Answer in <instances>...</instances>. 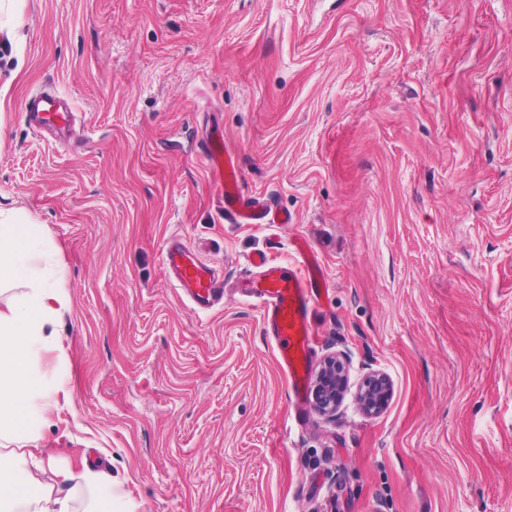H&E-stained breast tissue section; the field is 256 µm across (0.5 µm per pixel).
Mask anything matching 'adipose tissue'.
Masks as SVG:
<instances>
[{
    "instance_id": "adipose-tissue-1",
    "label": "adipose tissue",
    "mask_w": 512,
    "mask_h": 512,
    "mask_svg": "<svg viewBox=\"0 0 512 512\" xmlns=\"http://www.w3.org/2000/svg\"><path fill=\"white\" fill-rule=\"evenodd\" d=\"M56 254L38 225L0 210V512H135L103 494L105 472L88 462L73 470L38 445L71 403L66 373L39 369L61 353L54 326L71 306Z\"/></svg>"
}]
</instances>
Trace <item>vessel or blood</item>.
I'll return each instance as SVG.
<instances>
[{
	"label": "vessel or blood",
	"instance_id": "b4317fda",
	"mask_svg": "<svg viewBox=\"0 0 512 512\" xmlns=\"http://www.w3.org/2000/svg\"><path fill=\"white\" fill-rule=\"evenodd\" d=\"M25 112L34 130L46 126L68 133L75 130L74 106L60 92L35 94L26 102ZM203 150L225 220L270 227L291 224V216L272 197L246 191L237 154L225 144L223 132H206ZM293 249L296 259L292 262L264 252L249 256L254 273L237 280L233 291L259 309L263 334L273 342L278 364L288 378L290 398L296 410L302 411L310 400L311 316L327 290L328 276L323 261L305 238H297ZM161 264L168 280L187 296L195 310L208 311L223 305V273L202 262L181 235L165 239Z\"/></svg>",
	"mask_w": 512,
	"mask_h": 512
}]
</instances>
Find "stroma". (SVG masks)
Wrapping results in <instances>:
<instances>
[{
    "label": "stroma",
    "mask_w": 512,
    "mask_h": 512,
    "mask_svg": "<svg viewBox=\"0 0 512 512\" xmlns=\"http://www.w3.org/2000/svg\"><path fill=\"white\" fill-rule=\"evenodd\" d=\"M0 43V207L58 246L73 400L40 446L138 512H512V0H24ZM51 86L73 143L36 136ZM288 228L226 222L201 131ZM180 233L232 280L306 237L310 367L388 375L297 419L251 303L195 311ZM25 112L27 122L35 131L44 126L70 134L75 131L74 106L67 96L58 91L36 93L25 103ZM392 392L390 379L384 373L368 375L360 383L358 402L369 415L379 414L387 405Z\"/></svg>",
    "instance_id": "1"
}]
</instances>
